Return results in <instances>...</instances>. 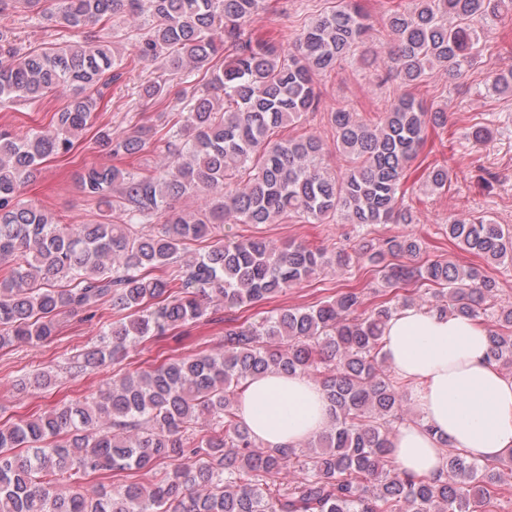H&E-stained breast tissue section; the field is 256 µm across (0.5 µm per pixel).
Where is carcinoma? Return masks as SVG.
Here are the masks:
<instances>
[{"mask_svg":"<svg viewBox=\"0 0 512 512\" xmlns=\"http://www.w3.org/2000/svg\"><path fill=\"white\" fill-rule=\"evenodd\" d=\"M262 0H0V102L34 103L62 91L68 102L53 127L18 136L0 130V349L39 345L61 318L96 317L107 305L123 317L98 344L75 355L76 374L120 364L136 345L168 330L214 318L223 308L272 299L351 254L261 237L240 239L226 224H273L289 217L323 224L341 216L358 227L412 224L400 206L409 164L427 127L447 112L409 92L435 71L462 81L482 54L480 31L512 12V0H414L386 15L387 40L363 57L376 84L407 91L367 124L358 113H329L343 172L323 167L314 134L272 139L319 107L315 79L368 43L372 25L356 0L304 19L287 51L257 40L247 22ZM38 10L66 29L109 31L114 19L147 16L135 56L115 54L110 36L97 44L64 42L21 54L12 13ZM224 61L215 65L219 52ZM157 64L177 76L140 85L143 98L165 104L170 128L97 131L114 157L145 152L153 138L167 164L148 174L89 167L79 175L98 201L99 219L60 224L22 199L26 183L51 155L67 153L93 125L101 88L122 70ZM203 69L209 78H197ZM425 187L448 186V168L426 169ZM185 195L193 211L174 207ZM448 239L490 263L512 262V231L485 218L448 219ZM208 241L185 255L188 241ZM422 244L411 237H365L354 254L379 269L389 296L367 304L364 289L346 286L307 309L273 308L257 321L233 319L220 348L168 358L148 370L107 381L99 394L58 403L47 412L0 422V512H491L500 475L491 464L448 451L446 472L433 480L401 476L386 459L391 431L404 420L406 384L385 365L383 330L398 309L420 298L409 285L438 286L428 308L470 319L491 318L490 356L512 368V304L479 265L431 260L413 265ZM323 376L332 419L305 449L261 448L240 415L250 380L268 372ZM166 460L179 461L154 484L136 480ZM121 478L97 496L81 490L96 475ZM292 479H287L288 475Z\"/></svg>","mask_w":512,"mask_h":512,"instance_id":"obj_1","label":"carcinoma"}]
</instances>
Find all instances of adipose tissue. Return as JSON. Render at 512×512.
Instances as JSON below:
<instances>
[{
	"label": "adipose tissue",
	"mask_w": 512,
	"mask_h": 512,
	"mask_svg": "<svg viewBox=\"0 0 512 512\" xmlns=\"http://www.w3.org/2000/svg\"><path fill=\"white\" fill-rule=\"evenodd\" d=\"M488 328L424 307L399 309L384 328L382 353L410 388L419 419L390 439L397 472L436 478L449 450L481 462L512 450V377L489 361ZM241 415L271 448H296L329 423L322 386L303 376L268 373L250 381Z\"/></svg>",
	"instance_id": "ef3b65f1"
}]
</instances>
